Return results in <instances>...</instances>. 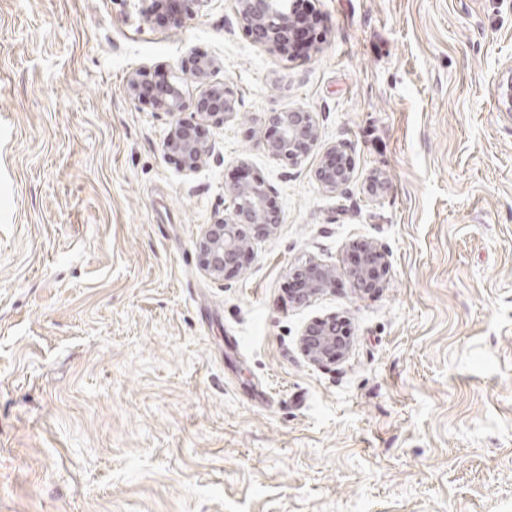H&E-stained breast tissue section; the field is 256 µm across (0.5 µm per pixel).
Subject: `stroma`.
<instances>
[{
	"label": "stroma",
	"instance_id": "stroma-1",
	"mask_svg": "<svg viewBox=\"0 0 512 512\" xmlns=\"http://www.w3.org/2000/svg\"><path fill=\"white\" fill-rule=\"evenodd\" d=\"M313 5L292 56L235 0H0V512H512V0ZM199 55L239 104L186 173L127 81ZM293 109L319 132L297 165L260 142ZM246 178L283 222L214 280L197 243ZM309 260L336 286L300 304ZM329 315L350 345L322 367L300 336ZM145 19L155 14L170 13L181 18H192L202 12L209 0H140ZM345 146L343 144L334 145L329 150V156L324 160L315 171V178L323 189L329 192L336 193L347 188L352 181V164L350 159L344 154ZM344 158L343 166H336L340 160L336 156ZM329 157H335L330 159L331 162L336 161V165L329 163ZM361 252L357 253L351 261L353 267L359 266L348 275L349 278H352L353 282L368 281L380 286L386 270L385 252L378 245H371L366 248L362 259Z\"/></svg>",
	"mask_w": 512,
	"mask_h": 512
}]
</instances>
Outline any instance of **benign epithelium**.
<instances>
[{
    "mask_svg": "<svg viewBox=\"0 0 512 512\" xmlns=\"http://www.w3.org/2000/svg\"><path fill=\"white\" fill-rule=\"evenodd\" d=\"M141 13L146 19L159 13H170L192 18L203 10L209 0H140ZM236 14L243 30L250 38L279 50L288 47V33L295 23L288 0H236ZM212 62L195 57L181 66L184 75L198 81L207 79ZM183 78L173 75L156 78L154 72L138 69L128 79L127 90L140 104L174 117V125L165 141L168 153L181 158L183 170H198L213 153V145L197 135V117H205L221 126L237 112V96L231 83L209 88L193 103H188L182 88ZM193 112H188V109ZM278 127V135L262 139L265 151L274 158L291 163L302 161L318 140V129L312 113L304 110L278 112L271 116ZM322 188L336 193L352 181V164L345 159L336 166L324 161L315 171ZM233 202L229 217H218L206 227L198 242L202 270L213 278L224 276V268L244 269L253 256L252 234L268 236L282 223L280 214L269 210L265 201L271 186L255 181L234 184L227 189ZM386 270V255L381 247L371 245L363 253L359 266L349 274L352 281L379 284ZM292 274L302 277L305 297L309 298L334 287V271L315 262L301 264ZM301 351L312 362L333 365L341 360L348 343L336 336V318L328 317L311 322L304 330Z\"/></svg>",
    "mask_w": 512,
    "mask_h": 512,
    "instance_id": "7a95c632",
    "label": "benign epithelium"
}]
</instances>
